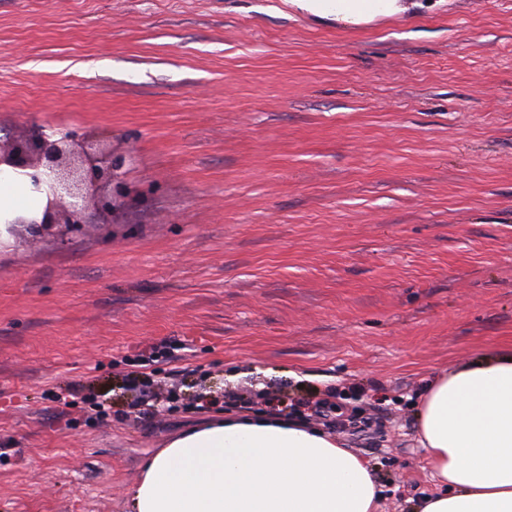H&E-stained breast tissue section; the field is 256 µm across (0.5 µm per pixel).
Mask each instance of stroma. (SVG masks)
<instances>
[{"label":"stroma","instance_id":"obj_1","mask_svg":"<svg viewBox=\"0 0 512 512\" xmlns=\"http://www.w3.org/2000/svg\"><path fill=\"white\" fill-rule=\"evenodd\" d=\"M102 135L135 187L66 247L0 239V512H127L229 399L372 420L380 512L433 494L437 375L512 346V0L343 27L286 0H0V129ZM157 392L136 419L143 349ZM110 411L97 419L89 400Z\"/></svg>","mask_w":512,"mask_h":512}]
</instances>
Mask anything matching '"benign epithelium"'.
<instances>
[{
    "mask_svg": "<svg viewBox=\"0 0 512 512\" xmlns=\"http://www.w3.org/2000/svg\"><path fill=\"white\" fill-rule=\"evenodd\" d=\"M31 169L34 189L47 197L42 220L18 217L7 232L16 238L52 237L63 243L81 234L90 213L113 215L124 208L132 187L122 180L126 157L87 134L57 138L37 131L9 144L0 141V164Z\"/></svg>",
    "mask_w": 512,
    "mask_h": 512,
    "instance_id": "1",
    "label": "benign epithelium"
}]
</instances>
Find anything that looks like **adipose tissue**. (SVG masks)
I'll return each mask as SVG.
<instances>
[{
	"mask_svg": "<svg viewBox=\"0 0 512 512\" xmlns=\"http://www.w3.org/2000/svg\"><path fill=\"white\" fill-rule=\"evenodd\" d=\"M339 25L406 12L403 0H288ZM45 195L26 170L0 167V232L42 216ZM416 439L440 493L419 512H512V347L468 361L424 390ZM380 488L364 462L327 431L228 405L170 436L128 490L130 512H377Z\"/></svg>",
	"mask_w": 512,
	"mask_h": 512,
	"instance_id": "adipose-tissue-1",
	"label": "adipose tissue"
}]
</instances>
